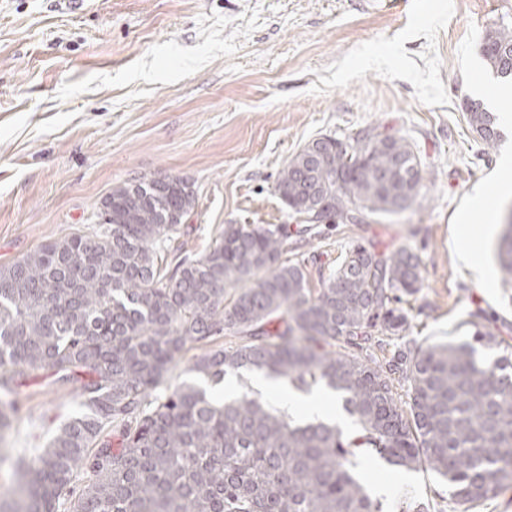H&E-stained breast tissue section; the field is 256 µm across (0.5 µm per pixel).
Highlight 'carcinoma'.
<instances>
[{"label":"carcinoma","instance_id":"1","mask_svg":"<svg viewBox=\"0 0 512 512\" xmlns=\"http://www.w3.org/2000/svg\"><path fill=\"white\" fill-rule=\"evenodd\" d=\"M482 55L507 76L512 28H490ZM467 112L495 147V116L479 103ZM283 185L293 211L328 199L325 223L360 224L412 207L421 159L373 128L343 149L309 142L279 171ZM195 202L184 178L141 176L106 195L93 232L0 266V393L43 369L83 406L33 461L0 452L21 478L0 512H383L357 471L364 451L435 471L467 510L512 487V345L410 339L401 304L422 288L418 255L357 241L311 288L305 260H282L286 225L226 224L208 253L167 271L158 249ZM498 254L512 276V220ZM191 349L214 386L260 371L332 390L356 433L298 423L247 394L221 403L196 385L163 387Z\"/></svg>","mask_w":512,"mask_h":512}]
</instances>
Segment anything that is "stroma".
Listing matches in <instances>:
<instances>
[{
	"instance_id": "35a3bbf8",
	"label": "stroma",
	"mask_w": 512,
	"mask_h": 512,
	"mask_svg": "<svg viewBox=\"0 0 512 512\" xmlns=\"http://www.w3.org/2000/svg\"><path fill=\"white\" fill-rule=\"evenodd\" d=\"M512 26V0H0V266L41 245L90 232L113 187L140 176H179L196 205L177 245L207 253L228 224L299 218L276 194L283 165L323 135L378 128L408 139L422 165L416 204L362 224H325L310 274L335 269L353 241L419 255L424 286L409 297L410 335L422 346L475 331L512 342V278L495 241L491 284L459 263L452 226L475 190L512 153V124L486 147L465 103L493 113L512 79L493 74L481 46L491 24ZM180 252V253H181ZM4 442L34 457L79 414V398L44 371L19 389ZM381 501L462 512L429 469L401 472L359 458Z\"/></svg>"
}]
</instances>
